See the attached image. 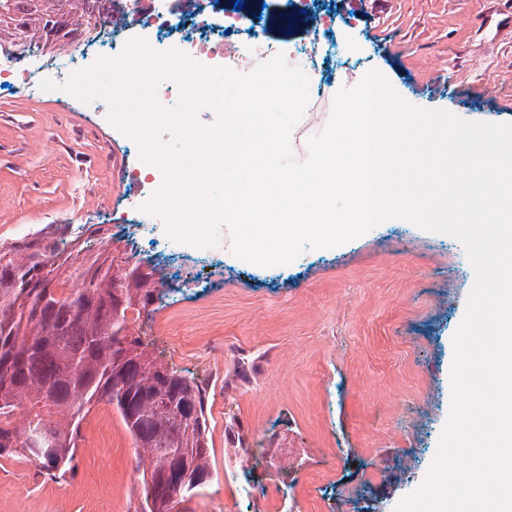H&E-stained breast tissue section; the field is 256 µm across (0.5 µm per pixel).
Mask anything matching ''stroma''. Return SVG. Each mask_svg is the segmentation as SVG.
I'll return each mask as SVG.
<instances>
[{
  "mask_svg": "<svg viewBox=\"0 0 512 512\" xmlns=\"http://www.w3.org/2000/svg\"><path fill=\"white\" fill-rule=\"evenodd\" d=\"M260 20L328 19L317 61L329 94L382 74L404 101L474 122L512 123V0H254ZM140 151L107 113L63 91L0 84V246L51 224L96 226L89 253L148 254L125 183ZM215 273L190 251L156 255L173 289L131 316L154 357L209 386L214 479L174 512H396L429 471L452 405L453 337L474 271L454 237L393 218L334 248L261 267L228 230ZM247 379L235 375L240 359ZM235 419L244 445L227 446ZM76 468L57 480L0 457V512H140V449L107 402L81 423ZM251 471L249 485L238 479Z\"/></svg>",
  "mask_w": 512,
  "mask_h": 512,
  "instance_id": "stroma-1",
  "label": "stroma"
}]
</instances>
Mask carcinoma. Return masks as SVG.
<instances>
[{"label":"carcinoma","instance_id":"1","mask_svg":"<svg viewBox=\"0 0 512 512\" xmlns=\"http://www.w3.org/2000/svg\"><path fill=\"white\" fill-rule=\"evenodd\" d=\"M73 0H0V42L49 44L66 17L84 31L94 22ZM24 246L0 249V456L20 454L50 475L74 470L80 422L101 400L116 409L149 465L143 512H173L212 480L207 388L152 358L129 334L128 312L162 298V277L147 280L138 263L76 262L64 247L80 239L53 224ZM83 288L65 294L72 278ZM26 408L24 435L12 427ZM41 432L45 444L28 440Z\"/></svg>","mask_w":512,"mask_h":512}]
</instances>
